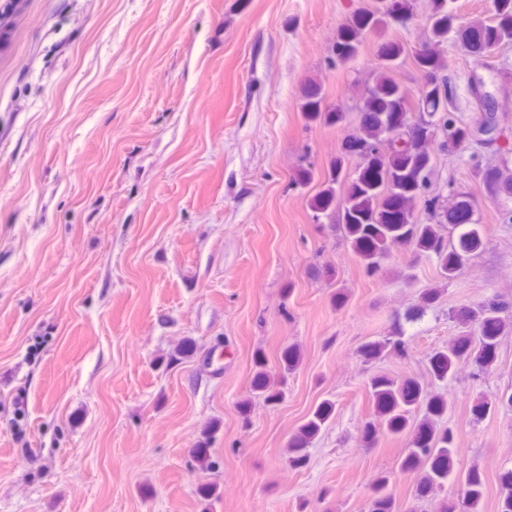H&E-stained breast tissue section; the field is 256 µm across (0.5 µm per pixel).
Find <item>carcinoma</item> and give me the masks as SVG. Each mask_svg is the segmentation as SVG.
Listing matches in <instances>:
<instances>
[{
	"mask_svg": "<svg viewBox=\"0 0 512 512\" xmlns=\"http://www.w3.org/2000/svg\"><path fill=\"white\" fill-rule=\"evenodd\" d=\"M491 22L478 27L456 25L450 0H434L430 15L429 41L433 48L414 53L415 64L432 77L447 69L440 47L452 37L471 56L482 59L492 44L512 42V0H492ZM413 11L412 0H386L381 14L363 13L353 25L338 35L334 57L329 65L354 59L364 38L384 25V17L405 19ZM404 47L398 42L381 46L378 76L358 107V133L347 138L341 155L331 163L324 187L311 198L312 218L318 224H339L346 241L358 255L363 270L375 276L382 262L399 246L412 248L413 257L435 263L438 275L447 282L457 279L471 259L483 248L481 225L473 219L468 198L462 196L449 209L435 198L424 200V216L414 214L413 203L423 196L434 168L429 148L433 131L439 126L446 132L442 146L458 150L473 143L474 131L455 112L439 114L448 101L447 83H437L424 96L409 105L403 102L399 85L391 77ZM302 109L309 121L334 125L345 120V112L322 108V90L312 85L303 91ZM368 148L378 158L364 161L349 175L345 157L362 154ZM348 182L342 199H337L336 186ZM483 181L495 195L512 198V173L495 168L484 173ZM458 231L453 238L442 233L443 225ZM462 331L448 344L427 355L428 373L435 383L455 377L463 365L473 368V376L485 378L493 371L498 358V345L507 321L512 318V298L493 294L482 301L463 307L455 313ZM407 342L398 329L389 336L361 346L364 361H377L390 353H404ZM300 361L294 346L281 356V373L274 378L266 369L263 355L255 357L252 392L264 402L275 405L282 400L281 386ZM375 407V418L362 430V438L375 443L384 435H411L400 472L416 478L415 496L434 495L454 476L463 485L464 512H480L486 480L479 466L457 468L455 435L438 422L448 414V399L441 393L422 386L416 378L399 379L384 372L366 380ZM512 407V393L488 399L478 397L473 412L484 417L500 405ZM334 404L320 403L308 420L300 426L288 445L289 463L296 468L306 466L307 448L312 439L331 418ZM389 478L380 476L372 487L369 512H395L391 496L384 492ZM498 512H512V469L499 476Z\"/></svg>",
	"mask_w": 512,
	"mask_h": 512,
	"instance_id": "cac0c4a2",
	"label": "carcinoma"
}]
</instances>
